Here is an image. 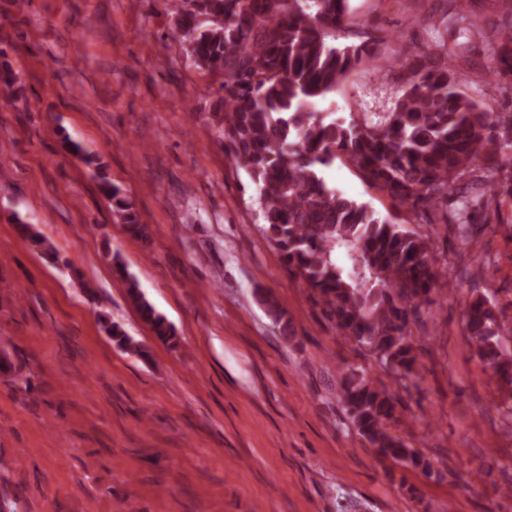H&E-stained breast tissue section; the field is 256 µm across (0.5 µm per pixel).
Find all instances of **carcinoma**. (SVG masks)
<instances>
[{
	"label": "carcinoma",
	"instance_id": "cac0c4a2",
	"mask_svg": "<svg viewBox=\"0 0 512 512\" xmlns=\"http://www.w3.org/2000/svg\"><path fill=\"white\" fill-rule=\"evenodd\" d=\"M169 13L174 36L200 69L224 75V149L244 169L259 195L262 231L288 273L300 279L323 314L343 336L382 368L409 380L418 346L411 324L434 303L441 281L433 234L418 233L375 216L373 209L329 185L321 169L340 161L397 209L421 212L428 224H450L465 243L483 208L512 197V175L502 177L512 156V113L495 112L457 89L454 70L440 55L416 54L401 64V95L391 111L350 112L327 120L315 103L336 90L352 69L380 53L371 39L337 45L328 37L360 26L349 0H177ZM491 75L512 76V31L499 36ZM17 74L0 64L3 100L16 95ZM65 148L101 174L100 158L63 139ZM112 214L132 238L140 223L121 188L101 178ZM344 252L348 263H336ZM112 268L130 303L157 338L175 333L149 302L119 253ZM464 319L484 366L512 384V354L502 341L495 304L472 289ZM105 332L123 350L143 351L122 327L102 316ZM337 391L355 430L384 457L428 470L431 463L391 433L399 422L398 397L377 389L364 370L341 373Z\"/></svg>",
	"mask_w": 512,
	"mask_h": 512
}]
</instances>
